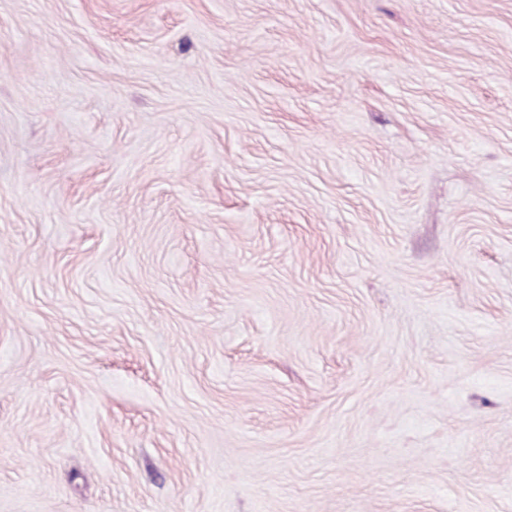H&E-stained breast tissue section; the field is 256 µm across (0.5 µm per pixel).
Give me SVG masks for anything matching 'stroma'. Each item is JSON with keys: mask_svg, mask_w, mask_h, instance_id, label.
I'll use <instances>...</instances> for the list:
<instances>
[{"mask_svg": "<svg viewBox=\"0 0 512 512\" xmlns=\"http://www.w3.org/2000/svg\"><path fill=\"white\" fill-rule=\"evenodd\" d=\"M0 512H512V0H0Z\"/></svg>", "mask_w": 512, "mask_h": 512, "instance_id": "stroma-1", "label": "stroma"}]
</instances>
